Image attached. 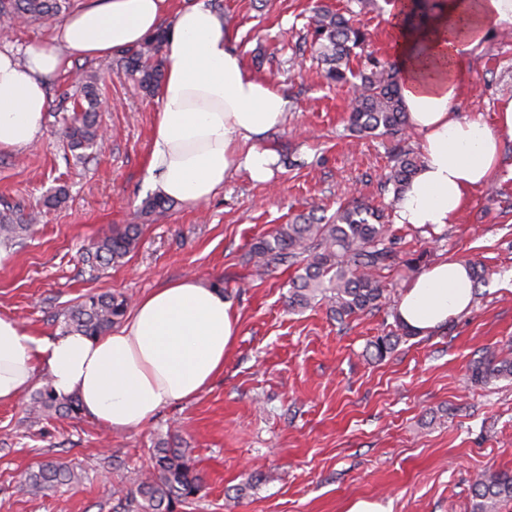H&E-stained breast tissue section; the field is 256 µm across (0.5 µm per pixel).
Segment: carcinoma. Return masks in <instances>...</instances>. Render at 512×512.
<instances>
[{
  "label": "carcinoma",
  "mask_w": 512,
  "mask_h": 512,
  "mask_svg": "<svg viewBox=\"0 0 512 512\" xmlns=\"http://www.w3.org/2000/svg\"><path fill=\"white\" fill-rule=\"evenodd\" d=\"M441 0H407L398 24L418 27L438 8ZM68 7V0H0V22L48 20ZM315 44L328 65L325 78L336 86L351 85L354 99L348 118V130L360 137H389L390 170L380 179V190L398 197L421 170L422 161L405 145L407 111L402 99L399 64L373 62L354 73L350 59L354 50L363 48L365 34L339 12L326 7L310 17ZM167 30L160 29L136 49L117 60V66L134 76L142 89L150 93L162 78L158 59ZM82 102L67 118L66 136L72 151L83 157L101 146L98 122L99 95L95 76L81 78ZM170 208V199L161 194L148 197L141 209L147 217H160ZM37 220L34 213L23 215L7 201L0 203V239L8 242L25 236ZM142 233V225L128 224L120 232L94 243L91 262L112 265L131 253ZM401 238L384 223L380 210L354 198L340 206L325 220L315 211L301 214L274 232L259 238L251 247L257 271L269 272L281 266L297 267L299 274L288 282V306L306 309L322 301L336 322L345 324L363 313L390 307L381 285L382 274L399 263ZM128 300L118 294L86 295L63 314L64 332L98 337L126 315ZM394 328L369 344L370 357L383 360L392 354L402 339L415 335L395 311ZM512 378V358L494 350H485L473 361L469 380L487 385ZM31 412L39 417L76 418L82 413L75 396L59 397L46 385L32 398ZM152 470L130 492V507L136 512H177V508L200 490L201 479L194 470L189 452L163 441L153 448ZM73 467L62 461L45 460L25 478L26 490H42L73 482ZM476 512H495L496 506L512 500V474L506 471L484 472L473 484Z\"/></svg>",
  "instance_id": "carcinoma-1"
}]
</instances>
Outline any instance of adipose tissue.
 Here are the masks:
<instances>
[{
    "label": "adipose tissue",
    "mask_w": 512,
    "mask_h": 512,
    "mask_svg": "<svg viewBox=\"0 0 512 512\" xmlns=\"http://www.w3.org/2000/svg\"><path fill=\"white\" fill-rule=\"evenodd\" d=\"M169 0H88L48 40L22 52L0 48V149H21L43 132L48 81L65 57L104 58L156 32ZM512 24V0H443L420 30H395L408 121L422 136L424 166L394 203V221L441 231L497 172L503 135L512 136V99L494 123L458 117L468 65L491 26ZM235 34L206 0L177 13L163 43L165 79L148 171L160 194L204 203L233 172L270 180L278 157L265 147L288 111L287 94L232 49ZM469 267L433 265L405 288L399 319L427 334L471 304ZM239 333L222 291L186 278L143 295L125 325L97 338H41L0 315V404L16 401L37 372L59 396H78L85 414L112 430L148 426L157 412L204 391L223 371Z\"/></svg>",
    "instance_id": "1"
}]
</instances>
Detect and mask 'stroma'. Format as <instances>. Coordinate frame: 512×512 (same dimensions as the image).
I'll use <instances>...</instances> for the list:
<instances>
[{"instance_id": "1", "label": "stroma", "mask_w": 512, "mask_h": 512, "mask_svg": "<svg viewBox=\"0 0 512 512\" xmlns=\"http://www.w3.org/2000/svg\"><path fill=\"white\" fill-rule=\"evenodd\" d=\"M317 2L352 15L364 32L353 70L392 61L390 0H209L236 31L246 64L290 100L266 139L281 160L268 182L236 172L207 202H177L164 217L144 219L158 101L112 57L65 61L47 86L41 137L0 152V201L30 212L56 187L68 191L23 240L5 244L0 314L54 337L61 313L85 295L135 301L190 277L222 290L239 321L223 373L142 429L115 432L84 414L30 418L28 402L48 383L37 374L17 401L0 405V512H124L127 493L152 466L151 448L167 440L188 449L203 481L180 512H346L358 499L388 512H474L475 474L512 472V381H468L470 361L485 348L512 346V136L502 139L499 170L456 223L433 236L395 225L402 262L381 280L387 297L400 299L415 276L451 257L483 277L466 312L403 340L385 360L366 353L387 331L384 313L343 328L326 304L289 308L294 269L254 273L252 243L312 207L331 215L357 196L394 211L392 195L378 191L393 142L348 131L352 91L327 84L311 47ZM79 71L96 76L108 136L83 159L67 146L61 99L76 95ZM471 79L453 109L492 121L512 94V26L491 27ZM128 224L143 227L134 251L109 267L85 262L93 242ZM49 459L74 466L77 480L27 494L24 475Z\"/></svg>"}]
</instances>
